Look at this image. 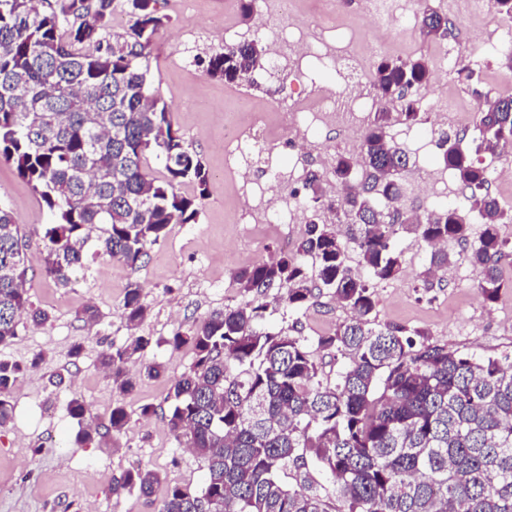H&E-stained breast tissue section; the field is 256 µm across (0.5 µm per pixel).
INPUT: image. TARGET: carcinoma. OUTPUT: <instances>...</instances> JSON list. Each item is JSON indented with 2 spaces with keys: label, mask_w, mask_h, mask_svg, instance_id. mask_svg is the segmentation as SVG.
Returning a JSON list of instances; mask_svg holds the SVG:
<instances>
[{
  "label": "carcinoma",
  "mask_w": 512,
  "mask_h": 512,
  "mask_svg": "<svg viewBox=\"0 0 512 512\" xmlns=\"http://www.w3.org/2000/svg\"><path fill=\"white\" fill-rule=\"evenodd\" d=\"M158 0H132L128 35L107 37L112 0H0V158L44 201L52 220L42 225L43 274L63 288L95 254L137 270L172 224L196 221L209 174L197 151L174 129L168 103L152 90L150 55L155 35L170 18ZM81 19L79 24L70 17ZM448 17L425 9L419 30L446 34ZM266 49L255 41L226 44L211 55L206 73L227 83L249 80ZM422 58L377 64L372 82L387 103L376 113L364 143L367 187L351 186L356 161L339 156L334 173L344 197L323 200L320 177L309 174L312 205L336 213V223L307 225L290 254L235 271L234 282L252 300L217 310L166 343L190 346L193 364L172 385L168 427L176 441L205 463V480L192 492L168 489L159 512H512V357L471 352L432 342L425 332L377 322L371 283L395 278L402 252L394 245L406 227L430 250L429 274L453 264L444 245L479 276L480 293L493 303L504 286L501 261L509 242L499 231L512 222L487 188L479 153L496 154L512 141V96L480 112L471 145L442 133L445 168L460 182L462 206L409 217L395 207L408 154L389 134L394 122L421 121L414 87L429 84ZM153 155L163 164L154 174ZM190 185L188 196L181 186ZM481 218L472 234L467 213ZM356 226L354 247L366 270L347 265V243L337 225ZM25 236L0 206V346L18 336L21 315L45 324L24 288ZM314 260L316 278L305 258ZM292 311L314 302L321 289L348 308L351 318L317 348L346 362L330 380L313 358L308 338L270 331L261 320L273 286ZM122 312L136 330L146 308L141 285L125 287ZM151 339L132 335L101 356L113 391L127 393L156 378L162 363L145 360ZM140 362L134 373L129 363ZM20 368L0 359V428L13 420L12 392ZM128 424L115 401L108 422L78 430L75 444L93 435L116 436ZM317 470L329 483L315 481ZM159 472L137 465L112 479V494L149 498Z\"/></svg>",
  "instance_id": "1"
}]
</instances>
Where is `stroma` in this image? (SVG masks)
<instances>
[{"label":"stroma","mask_w":512,"mask_h":512,"mask_svg":"<svg viewBox=\"0 0 512 512\" xmlns=\"http://www.w3.org/2000/svg\"><path fill=\"white\" fill-rule=\"evenodd\" d=\"M158 7L170 23L152 46V83L171 104L175 129L192 144L209 172L196 222L170 225L166 239L151 247L147 264L139 270L90 255L75 269L71 286L60 288L43 275L45 251L32 234L34 225L49 223L50 214L15 167L0 160V205L31 236L25 250L29 300L49 315L44 325L23 321L17 338L0 347V359L20 368L13 392L14 421L0 429V512H158L168 487L200 489L204 464L180 447L166 419L172 384L191 365L193 352L187 347L173 349L165 340L213 311L245 302L233 272L292 249L306 230L302 224H265L250 216V202L237 194L234 177L224 167V123L233 120L245 126L250 114H264L262 137L273 141L286 167L306 163L311 155L330 162L340 155L362 157L361 141L342 129L312 126L303 138L291 140L280 107L290 97L303 100L317 90H336L354 81V73L313 57L300 68L293 61L282 62L278 77L271 81L261 79L253 86L224 83L206 74L204 61L222 51L227 25L239 30L253 26V17L243 15L239 0H159ZM276 26L286 38L302 31L316 33L324 44L365 55L374 64L383 59H430L448 43L467 54L482 51L480 83L471 85L453 74L447 84L434 81L414 91L417 99L459 93L476 106L491 91L512 92V70L507 67L512 57L482 47L475 26L462 19L454 21L444 37L426 38L412 28L403 36L380 38L366 28L361 0H346L339 13L333 12L329 0H294L289 15ZM441 131L427 113L421 124L411 127L410 139L401 143L410 155L398 203L404 213L439 207L420 182L425 174L444 170L438 147ZM395 244L403 252L402 270L373 288L378 322L421 329L430 340L451 347L512 355V256L502 262L504 288L496 302L488 303L468 264L455 262L453 279L440 281L429 277L430 253L418 247L412 234L398 233ZM133 280L142 286L147 310L135 332L155 339L147 357L162 362L165 371L119 397L99 359L122 347L133 332L122 314L124 288ZM281 294L278 288L268 291L263 320L268 329L295 326L314 338L333 332L349 316L326 291L298 311L286 309ZM88 304L100 314L93 325L81 318ZM77 344L82 353L74 359L69 352ZM75 396L84 403L86 421L97 423L105 422L114 400H121L129 417L125 430L114 439L98 437L74 445L79 424L69 413V402ZM146 404L156 412L145 419L140 412ZM139 463L161 470L164 483L148 499L135 493L114 497L113 478Z\"/></svg>","instance_id":"35a3bbf8"}]
</instances>
